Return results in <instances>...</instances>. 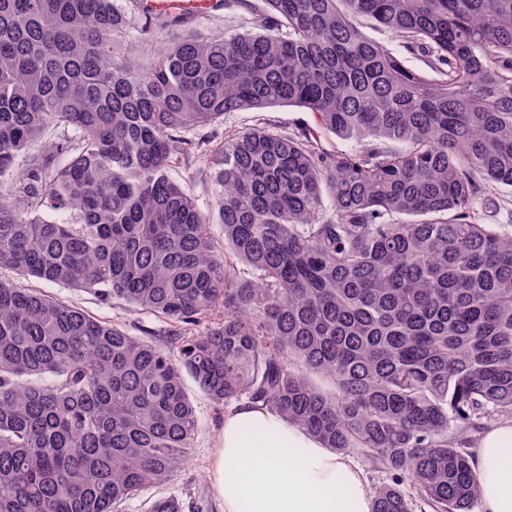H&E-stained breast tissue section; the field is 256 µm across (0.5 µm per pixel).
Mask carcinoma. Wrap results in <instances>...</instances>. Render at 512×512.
<instances>
[{"label": "carcinoma", "instance_id": "carcinoma-1", "mask_svg": "<svg viewBox=\"0 0 512 512\" xmlns=\"http://www.w3.org/2000/svg\"><path fill=\"white\" fill-rule=\"evenodd\" d=\"M118 2L0 0V268L121 298L170 342L0 279V512L165 485L197 433L187 377L358 450L390 475L373 512H472L470 433L512 420V233L479 218L512 186V0H224L249 27L206 39ZM134 28L162 45L133 56ZM283 105L315 125L197 156L210 211L172 179L189 132ZM363 32L369 37L384 43L392 50L398 52L405 59L406 65L416 71L427 70V66L425 64L424 58L419 55H410L405 53L403 48L401 47V42L399 38L395 37L391 33L385 31L384 29L378 28L374 26L371 22L363 21Z\"/></svg>", "mask_w": 512, "mask_h": 512}]
</instances>
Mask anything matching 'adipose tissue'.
Masks as SVG:
<instances>
[{"label":"adipose tissue","mask_w":512,"mask_h":512,"mask_svg":"<svg viewBox=\"0 0 512 512\" xmlns=\"http://www.w3.org/2000/svg\"><path fill=\"white\" fill-rule=\"evenodd\" d=\"M473 446L477 512H512V421L485 428ZM209 479L222 512H373V493L353 460L248 403L225 413Z\"/></svg>","instance_id":"1"}]
</instances>
